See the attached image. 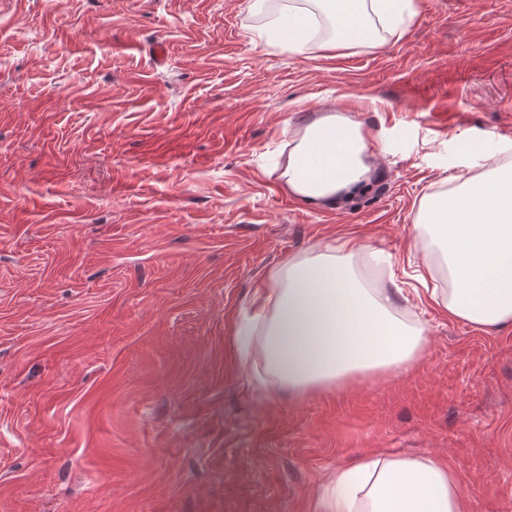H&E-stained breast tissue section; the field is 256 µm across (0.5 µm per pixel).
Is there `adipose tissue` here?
Wrapping results in <instances>:
<instances>
[{
	"label": "adipose tissue",
	"mask_w": 512,
	"mask_h": 512,
	"mask_svg": "<svg viewBox=\"0 0 512 512\" xmlns=\"http://www.w3.org/2000/svg\"><path fill=\"white\" fill-rule=\"evenodd\" d=\"M280 48L296 53L382 44L417 14L415 0H254ZM295 23L284 31L285 20ZM370 133L341 113L318 117L291 137L283 175L313 204L358 189L371 169ZM477 172L426 193L413 230L417 281L449 317L480 328L512 326V144L470 149ZM326 175L308 176L309 161ZM351 242L319 244L290 257L254 288L235 323L238 367L261 397L331 389L366 376L409 372L423 359L426 329L398 316L400 288H367ZM443 279L444 287L432 282ZM316 512H468L447 462L364 455L316 495Z\"/></svg>",
	"instance_id": "adipose-tissue-1"
}]
</instances>
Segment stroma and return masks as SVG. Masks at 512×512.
<instances>
[{
    "instance_id": "obj_1",
    "label": "stroma",
    "mask_w": 512,
    "mask_h": 512,
    "mask_svg": "<svg viewBox=\"0 0 512 512\" xmlns=\"http://www.w3.org/2000/svg\"><path fill=\"white\" fill-rule=\"evenodd\" d=\"M250 2L0 0V512H314L362 455L440 458L469 512H512V327L421 309L410 372L268 400L234 339L319 243L414 286L422 195L512 141V0H416L401 37L306 54ZM329 112L374 170L314 207L282 172Z\"/></svg>"
}]
</instances>
